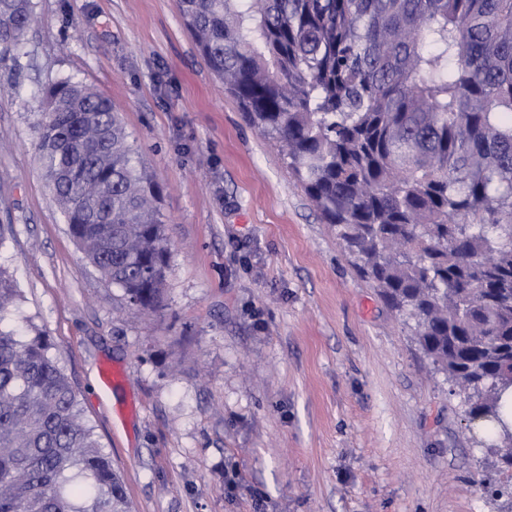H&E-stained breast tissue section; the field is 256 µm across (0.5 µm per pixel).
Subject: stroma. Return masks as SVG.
Segmentation results:
<instances>
[{"mask_svg":"<svg viewBox=\"0 0 512 512\" xmlns=\"http://www.w3.org/2000/svg\"><path fill=\"white\" fill-rule=\"evenodd\" d=\"M0 65V265L72 382L132 512H512V486L413 325L357 271L224 90L177 0H32ZM118 113L163 193V300L128 308L42 177L57 80ZM118 371L108 384L103 375Z\"/></svg>","mask_w":512,"mask_h":512,"instance_id":"obj_1","label":"stroma"}]
</instances>
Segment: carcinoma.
Listing matches in <instances>:
<instances>
[{
	"label": "carcinoma",
	"mask_w": 512,
	"mask_h": 512,
	"mask_svg": "<svg viewBox=\"0 0 512 512\" xmlns=\"http://www.w3.org/2000/svg\"><path fill=\"white\" fill-rule=\"evenodd\" d=\"M177 6L209 69L511 457L512 0ZM35 20L32 0H0V63ZM38 140L87 260L131 307L155 310L169 267L161 189L109 101L52 84ZM20 299L0 267V512H131L45 339L5 325Z\"/></svg>",
	"instance_id": "carcinoma-1"
}]
</instances>
